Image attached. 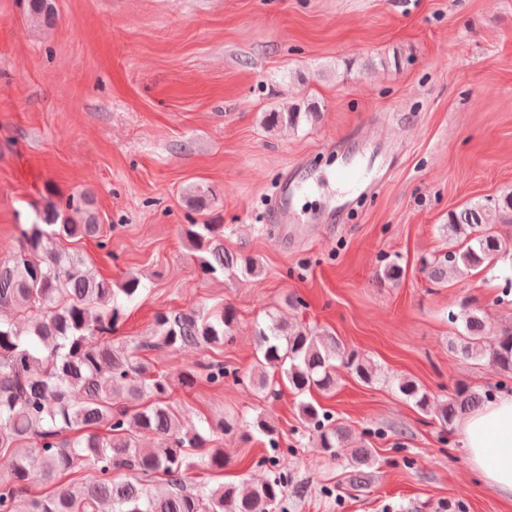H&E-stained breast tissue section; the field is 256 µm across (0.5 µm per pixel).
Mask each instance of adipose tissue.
Returning <instances> with one entry per match:
<instances>
[{
  "label": "adipose tissue",
  "mask_w": 512,
  "mask_h": 512,
  "mask_svg": "<svg viewBox=\"0 0 512 512\" xmlns=\"http://www.w3.org/2000/svg\"><path fill=\"white\" fill-rule=\"evenodd\" d=\"M459 434L471 467L502 497L512 499V393L462 418Z\"/></svg>",
  "instance_id": "ef3b65f1"
}]
</instances>
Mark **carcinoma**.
Masks as SVG:
<instances>
[{
	"instance_id": "carcinoma-1",
	"label": "carcinoma",
	"mask_w": 512,
	"mask_h": 512,
	"mask_svg": "<svg viewBox=\"0 0 512 512\" xmlns=\"http://www.w3.org/2000/svg\"><path fill=\"white\" fill-rule=\"evenodd\" d=\"M29 14L47 25L55 21L52 0H28ZM317 118L311 107L297 104L267 112L271 129H297ZM512 224V191L454 212L440 225L460 248L441 252L427 263L436 282L452 275L464 281L481 267H491L512 250L495 224ZM100 225L86 194L46 201L36 220L24 224L18 245L0 261V512H278L285 481L281 476L260 484L213 487L187 483L198 465L224 469V450L213 447L215 433L237 432L247 440L258 433L277 445L278 430L263 415L240 424L219 420L205 428L184 427L170 401V380L140 356L145 351L195 348L207 357L197 369L180 374L181 384L198 379L214 385L239 380L237 372L209 353L231 339L237 312L231 305L208 314L164 311L155 317L148 342L112 339L123 303L144 288L136 276L120 283L96 275L66 243L95 238L102 248ZM202 270L210 275H254L258 261L224 248V225L189 224L184 230ZM464 332L458 352L479 357L500 376L512 378V327L485 336L483 313H462ZM256 374L251 385L276 394V381L299 395L336 388V364L366 384L382 379L377 367L329 336L319 340L302 325L269 315L256 333ZM398 391L417 409L443 426L479 407L487 395L467 385L439 401L416 381L395 379ZM300 416L311 428L310 445L333 459L345 460L349 481L367 486L376 464L371 448L352 447L351 434L332 422L311 401L301 402ZM144 434L155 437L150 447ZM83 469L96 473L88 483L58 485L48 495L31 497V482H51L59 474ZM167 477L170 490L155 495L152 475Z\"/></svg>"
}]
</instances>
